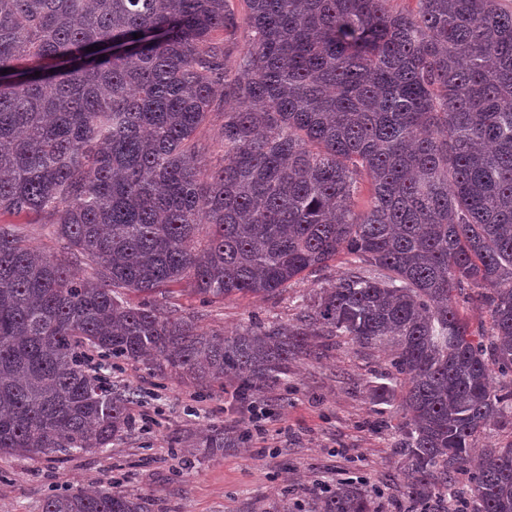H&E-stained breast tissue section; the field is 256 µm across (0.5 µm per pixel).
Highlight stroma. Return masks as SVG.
Instances as JSON below:
<instances>
[{"instance_id":"35a3bbf8","label":"stroma","mask_w":512,"mask_h":512,"mask_svg":"<svg viewBox=\"0 0 512 512\" xmlns=\"http://www.w3.org/2000/svg\"><path fill=\"white\" fill-rule=\"evenodd\" d=\"M0 226L44 253H68L50 225L26 215L0 216ZM341 262L305 274L277 296L201 302L190 291L160 295V302L193 315L201 330L233 332L255 320H293L301 297L341 270ZM384 355L333 337L319 339L297 360L288 379L260 391L269 433L216 456H189L186 448L213 425L245 430L246 415L233 386L199 389L175 372L157 375L134 363L112 371L114 384L139 398L132 414L149 424L109 448L36 458L0 455V512H43L45 501L79 487L146 497L151 512H312L323 488L347 482L364 492L380 488L401 502L403 460L395 445L403 422L402 382Z\"/></svg>"}]
</instances>
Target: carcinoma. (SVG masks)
Segmentation results:
<instances>
[{"mask_svg": "<svg viewBox=\"0 0 512 512\" xmlns=\"http://www.w3.org/2000/svg\"><path fill=\"white\" fill-rule=\"evenodd\" d=\"M389 2L246 0L230 71L228 0H0V216L46 220L93 266L0 228V455L106 448L133 427L135 392L89 372L93 353L246 392L281 385L316 336L392 352L403 495L421 512L491 424L512 425V10ZM339 256L292 322L202 332L154 299L183 283L204 303L276 296ZM238 441L213 426L191 447ZM469 482L472 512H512V444L484 449ZM43 512L149 503L78 490ZM317 512L374 510L342 484ZM230 9L234 11L239 21V26L234 31H224V47L228 53V67L234 70L239 56L246 44V30L243 26L246 6L244 0H230ZM459 305L461 314L469 323L474 334L487 333L490 330L491 318L485 310L479 308L475 303L463 302L462 299L459 301Z\"/></svg>", "mask_w": 512, "mask_h": 512, "instance_id": "obj_1", "label": "carcinoma"}]
</instances>
